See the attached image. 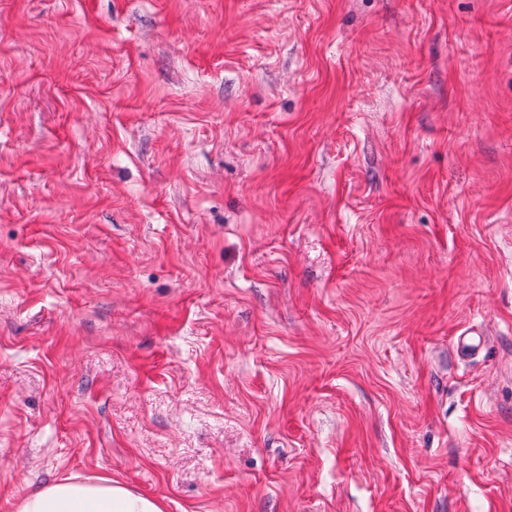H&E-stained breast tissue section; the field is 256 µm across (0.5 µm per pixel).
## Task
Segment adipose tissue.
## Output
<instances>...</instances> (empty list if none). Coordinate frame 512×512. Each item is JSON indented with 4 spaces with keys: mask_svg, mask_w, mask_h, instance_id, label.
<instances>
[{
    "mask_svg": "<svg viewBox=\"0 0 512 512\" xmlns=\"http://www.w3.org/2000/svg\"><path fill=\"white\" fill-rule=\"evenodd\" d=\"M19 512H161V508L154 499L101 478L43 486L25 497Z\"/></svg>",
    "mask_w": 512,
    "mask_h": 512,
    "instance_id": "1",
    "label": "adipose tissue"
}]
</instances>
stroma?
<instances>
[{
  "instance_id": "stroma-1",
  "label": "stroma",
  "mask_w": 512,
  "mask_h": 512,
  "mask_svg": "<svg viewBox=\"0 0 512 512\" xmlns=\"http://www.w3.org/2000/svg\"><path fill=\"white\" fill-rule=\"evenodd\" d=\"M100 476L512 512V0H0V512Z\"/></svg>"
}]
</instances>
